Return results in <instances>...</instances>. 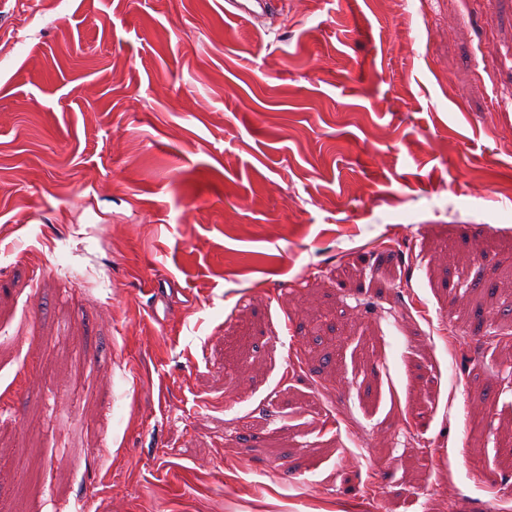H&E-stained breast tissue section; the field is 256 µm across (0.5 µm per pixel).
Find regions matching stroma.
I'll return each mask as SVG.
<instances>
[{
    "mask_svg": "<svg viewBox=\"0 0 512 512\" xmlns=\"http://www.w3.org/2000/svg\"><path fill=\"white\" fill-rule=\"evenodd\" d=\"M512 0H0V512H512ZM249 4L241 3V1L228 0L227 3L238 10L242 15L252 20L262 18L271 13L277 6L275 0H248Z\"/></svg>",
    "mask_w": 512,
    "mask_h": 512,
    "instance_id": "35a3bbf8",
    "label": "stroma"
}]
</instances>
